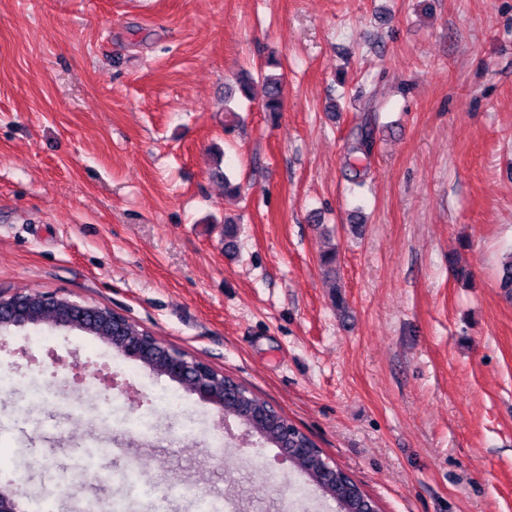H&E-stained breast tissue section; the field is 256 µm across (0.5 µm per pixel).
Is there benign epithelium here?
<instances>
[{"instance_id": "obj_1", "label": "benign epithelium", "mask_w": 512, "mask_h": 512, "mask_svg": "<svg viewBox=\"0 0 512 512\" xmlns=\"http://www.w3.org/2000/svg\"><path fill=\"white\" fill-rule=\"evenodd\" d=\"M113 310L85 306L53 294H15L0 297V327L46 325L54 329H79L94 333L129 359L139 360L151 370L179 382L199 400L224 408V381L209 373L204 364L184 353L162 346L152 336L112 331ZM27 495L26 487L16 486L0 493V512H18L17 499Z\"/></svg>"}]
</instances>
